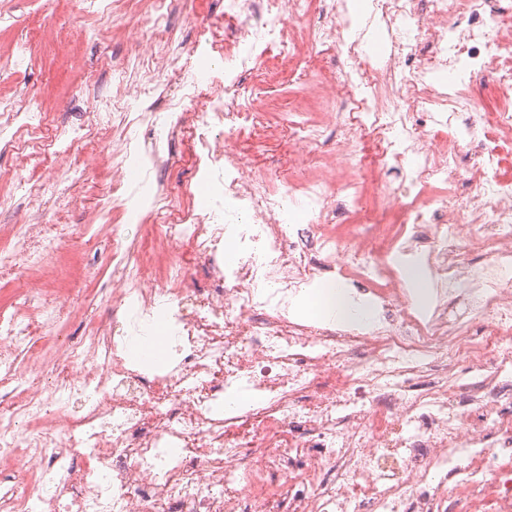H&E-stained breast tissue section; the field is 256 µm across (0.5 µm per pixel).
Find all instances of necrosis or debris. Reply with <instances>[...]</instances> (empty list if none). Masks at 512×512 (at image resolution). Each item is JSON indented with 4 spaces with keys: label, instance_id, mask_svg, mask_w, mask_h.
<instances>
[{
    "label": "necrosis or debris",
    "instance_id": "1",
    "mask_svg": "<svg viewBox=\"0 0 512 512\" xmlns=\"http://www.w3.org/2000/svg\"><path fill=\"white\" fill-rule=\"evenodd\" d=\"M164 7L151 0V32L130 31L135 75L113 70L116 95L77 128L0 102V127L19 119L27 133L8 142L20 162L54 172L105 151L116 193L131 154L121 131L168 114L142 164L161 174L167 148L191 139L211 189L194 209L157 186L152 228L179 260L152 270L113 235L112 305L62 338L58 300L28 274L54 276L74 227L44 219L49 181L22 202L0 195L1 210H27L23 247L0 250V270L23 275L0 311V512H512V179L497 172L512 111H481L472 85L439 79L462 71L512 100V0H370L362 23L347 0H224L230 35L200 34L186 54L165 38ZM376 25L381 55L365 38ZM309 46L336 70L299 78L331 108L289 123L288 170L308 176L276 183L235 144L265 128L269 89ZM210 56L222 69L188 79ZM166 72L174 83L153 88ZM322 143L336 162L316 171ZM370 154L399 179L385 192L400 224L361 207ZM297 208L307 223H289ZM185 252L207 287L190 285ZM327 276L357 288L365 319L299 315ZM160 309L171 356L144 367L126 348Z\"/></svg>",
    "mask_w": 512,
    "mask_h": 512
}]
</instances>
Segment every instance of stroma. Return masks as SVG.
Listing matches in <instances>:
<instances>
[{"instance_id": "1", "label": "stroma", "mask_w": 512, "mask_h": 512, "mask_svg": "<svg viewBox=\"0 0 512 512\" xmlns=\"http://www.w3.org/2000/svg\"><path fill=\"white\" fill-rule=\"evenodd\" d=\"M110 3V11L104 12L87 9L84 0H0V11L10 12L16 20L13 27L0 28V100L34 98L53 125L76 122L79 113L90 111L83 94L85 83L95 79L101 88L111 90L113 66L130 63L135 53L129 37L131 26L150 27L144 0ZM221 11L220 0H175L172 37L190 43L196 24L216 20ZM21 45L26 48V60L15 68L10 61ZM300 97L299 84L285 78L277 85L268 112L273 135L238 141L239 154L247 165L278 173L289 150L281 129L288 122L303 120L305 112L315 109L309 103L304 112L289 111V103ZM173 155L165 173L167 185L174 195L191 202L200 194L191 142L176 144ZM110 166L111 158L104 152L84 169L86 183L97 186L100 192V218L95 224H86L84 194L69 183L59 184L45 198L48 210L58 213L64 223L81 228L76 246L59 259L53 283L70 299L54 329L58 336L70 335L88 307L102 313L110 307L102 295L92 303L85 299L86 290L101 287L112 273L110 228L119 227L129 239L142 244L150 242L148 202L134 200L123 208L115 205L106 181Z\"/></svg>"}]
</instances>
